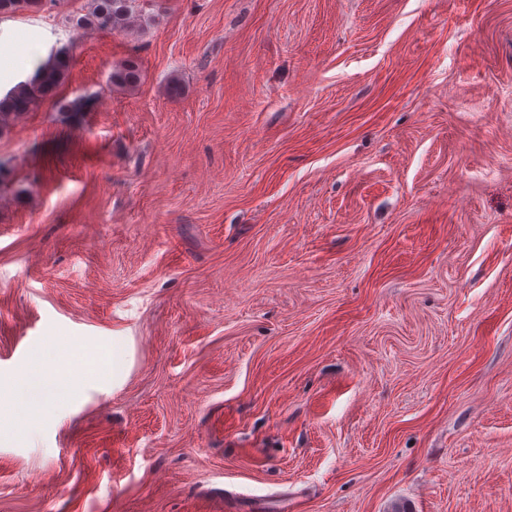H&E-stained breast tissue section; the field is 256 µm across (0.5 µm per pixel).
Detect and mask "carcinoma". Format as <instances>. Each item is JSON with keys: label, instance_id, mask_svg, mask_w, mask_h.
Listing matches in <instances>:
<instances>
[{"label": "carcinoma", "instance_id": "carcinoma-1", "mask_svg": "<svg viewBox=\"0 0 512 512\" xmlns=\"http://www.w3.org/2000/svg\"><path fill=\"white\" fill-rule=\"evenodd\" d=\"M41 0H0V15L14 14L20 10L36 9ZM133 0H91L89 12L73 17L75 24H92L100 29L125 30L134 23ZM71 56L67 48L51 52L47 61L37 65L34 75L20 80L8 90L0 93V115L29 112L42 99L57 94L70 68ZM139 79V66L129 60L112 70L109 83L131 85Z\"/></svg>", "mask_w": 512, "mask_h": 512}]
</instances>
